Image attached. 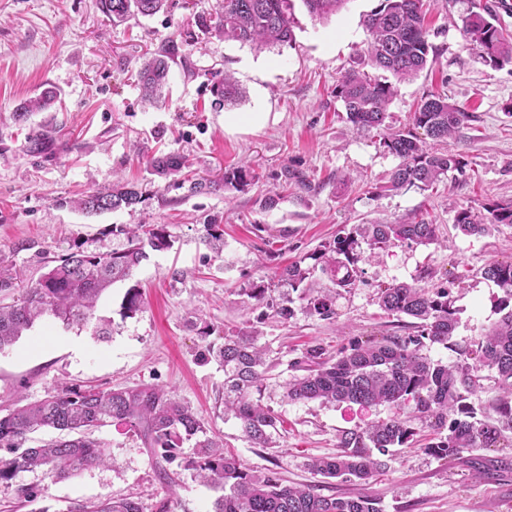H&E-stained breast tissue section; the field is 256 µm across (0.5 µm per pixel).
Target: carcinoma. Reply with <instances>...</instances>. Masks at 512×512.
<instances>
[{"mask_svg": "<svg viewBox=\"0 0 512 512\" xmlns=\"http://www.w3.org/2000/svg\"><path fill=\"white\" fill-rule=\"evenodd\" d=\"M165 2L99 0V5L112 22L121 23L133 15L152 16ZM346 3L347 0H222L215 24L211 26L201 19L198 25L243 46L281 47L294 39L296 5L312 17L328 19ZM425 18L423 0H378L364 18L369 33L365 55L373 68L389 73L394 81L351 71L334 89L347 120L379 131L380 146L399 159L381 186L385 192L413 186L428 188L448 172H460L465 167L459 156L427 144L429 140L447 141L469 118L468 112L447 97H426L414 112L413 128L408 131L384 127L397 84L414 79L432 64L430 52L434 47L429 42ZM462 31L466 44L485 63L494 68L512 64V34L497 26L493 15H467L462 18ZM175 54V47L170 44L142 66L139 82L144 101L152 103L160 96ZM213 96L212 105L221 108L237 104L242 92L226 74L214 86ZM55 97V91L46 89L24 101L15 112L16 120L23 121L31 112L48 109ZM417 129L423 130V135L415 133ZM52 142V130L44 127L28 137V148L41 153ZM149 166L151 174L168 179L181 176L187 161L179 154L168 153L152 158ZM255 178L250 166L242 164L225 171L220 182L207 178L191 181L189 191H215L223 186L236 189ZM144 201L137 186L123 184L106 191H89L74 205L83 213L101 214L133 208ZM486 211L488 216L484 218L469 208L460 209L454 227L467 236H482L500 224H512V202L495 203ZM111 233L124 236L126 245L110 252H92L73 243L30 286H19L13 269L0 264V291L21 288L18 297L0 302V350L16 342L46 314L66 328H88L98 338L110 335L111 321L96 316L101 295L114 284L132 278L147 258L145 247L164 250L171 246L166 224L114 225ZM437 237L438 225L425 220L414 224H358L346 236L312 253L311 266L290 264L275 274L277 283L262 279L250 285L248 295L272 315L289 319L293 310L277 303L269 294L270 288H310L308 280L316 271L326 275L336 288L354 287L362 260L356 253L358 239L366 240L375 250L404 241L432 244ZM481 275L503 291L498 308L502 316L474 342V347L457 351L456 362L434 363L421 354L424 344L446 347L454 336L457 317L448 302V289L432 292L402 282L380 289L378 303L389 315L415 319L414 333L382 339L356 338L328 357L322 348L312 347L304 354L305 374L287 383L286 396L295 402L318 401L333 406L409 403L413 419L437 430L435 441L427 449L442 459L499 447L507 433H512V262H491L482 268ZM304 299L310 314L323 319L336 315L334 296L317 290ZM143 306L141 289L128 288L121 303L122 315H134ZM258 339L259 330L252 325L224 337L219 347L205 344L201 357L206 361L214 358L224 366V416L239 421L243 436L252 447L273 448V436L281 419L260 398L267 367ZM485 368L496 372L499 383L493 420L477 418L466 403V393L481 387V371ZM450 412L455 418L448 422ZM112 424L139 435L165 461L176 459L185 443L195 441L194 456L184 460L183 468L216 493L211 512H381L375 499L360 493L326 496L312 486L286 484L273 469H249L238 456L207 437L204 422L190 406L174 392L153 385L68 388L0 416V480H10L19 472L37 467L46 468L54 479H62L100 465L107 459L106 449L89 434ZM38 427L67 432L71 437L33 446L29 444V433ZM414 435L406 420H381L362 430L343 432L340 451L332 457L313 458L308 467L325 478L342 477L361 483L384 466L371 449L383 455L392 448H406ZM61 512H141V506L131 497L110 496L94 502H71Z\"/></svg>", "mask_w": 512, "mask_h": 512, "instance_id": "cac0c4a2", "label": "carcinoma"}]
</instances>
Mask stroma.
<instances>
[{
	"mask_svg": "<svg viewBox=\"0 0 512 512\" xmlns=\"http://www.w3.org/2000/svg\"><path fill=\"white\" fill-rule=\"evenodd\" d=\"M427 2L435 60L400 85L385 124L411 129L423 97L448 95L469 120L444 148L466 167L429 189L386 192L382 186L398 158L379 146L376 131L349 123L333 94L349 71L377 74L364 55L363 19L378 0H349L326 22L297 10L293 42L272 49L202 33L197 17H215L220 0H167L154 15L118 24L97 0H0V261L32 283L66 241L103 252L122 246L124 237L110 232L115 224H164L172 240L167 249L149 251L131 283L115 284L99 300L98 315L112 321L109 338L64 328L47 315L0 352V416L67 386L158 385L174 390L209 437L248 468L276 470L286 483L313 485L325 495L360 492L376 497L382 512H512L511 441L481 450L480 475L472 453L448 461L428 453L429 431L416 421L414 449L387 458L367 482L326 479L309 470L310 458L336 454L342 431L406 416V409L293 402L283 395L284 383L302 375L298 362L308 346L334 354L357 336L412 333L411 318L386 314L377 303L379 289L389 285L447 289L458 325L451 348H424L435 361L453 363L457 349L471 346L499 318L503 293L480 271L512 261V224L465 236L454 216L512 201V65L491 67L467 48L461 18L473 0ZM171 42L178 54L164 98L145 105L138 71ZM227 72L244 98L217 109L211 87ZM48 87L58 93L56 105L16 121L20 103ZM45 126L55 131L51 149L29 152L28 134ZM170 152L201 176L221 178L244 161L258 178L239 189L192 194L150 173L149 160ZM286 166L302 171L313 191L283 190ZM119 181L137 185L145 202L92 216L73 209L78 193ZM275 193L281 196L276 207L261 209L260 198ZM422 218L438 224L437 241L399 242L360 262L355 287L336 291L335 318L309 314L301 291L289 288L273 295L290 301L293 317H267L245 293L354 225ZM213 219L224 226L220 250L203 239V226ZM132 283L142 289L145 306L126 317L121 302ZM253 321L269 367L263 402L283 421L272 449L252 447L239 422L225 416L224 369L198 358L204 342L223 343ZM95 436L106 448L105 464L60 481L42 469L0 481V512H29L19 504L23 487L41 490V505L54 512L107 496L134 498L142 512H210L213 492L179 463L157 458L136 434L112 425Z\"/></svg>",
	"mask_w": 512,
	"mask_h": 512,
	"instance_id": "obj_1",
	"label": "stroma"
}]
</instances>
